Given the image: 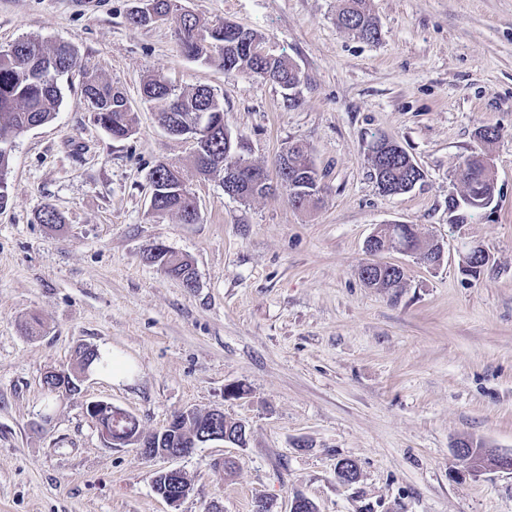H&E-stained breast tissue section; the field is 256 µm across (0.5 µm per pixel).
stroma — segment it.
Masks as SVG:
<instances>
[{"label": "stroma", "mask_w": 512, "mask_h": 512, "mask_svg": "<svg viewBox=\"0 0 512 512\" xmlns=\"http://www.w3.org/2000/svg\"><path fill=\"white\" fill-rule=\"evenodd\" d=\"M138 0H0V50L33 37L72 43L79 67L56 118L13 140L9 202L0 209V512H512V474L472 473L456 445L512 450V0H367L378 38L336 23L341 0H179L203 24L261 33L301 72L296 89L188 59L174 26L129 24ZM121 89L133 133L117 140L84 98L83 72ZM177 90L211 87L250 164L274 172L291 145L323 187L298 209L281 189L249 201L200 176L188 139L167 134L141 94L151 75ZM496 129L481 146L478 128ZM397 141L423 179L385 196L372 147ZM486 150L494 208L453 226L449 196L463 157ZM182 164L195 224L150 210L148 175ZM54 207L62 223L41 224ZM412 224L444 246L436 267L397 252L402 287L360 276L367 239ZM479 242L489 262L463 275ZM165 244L188 259L187 289L149 264ZM92 346L133 367L92 372L52 397L48 371ZM132 414L143 434L173 415L223 410L246 446L211 442L190 456L148 459L107 444L91 403ZM232 458V475L218 462ZM359 467L351 484L336 464ZM182 470L190 494L171 509L158 471Z\"/></svg>", "instance_id": "35a3bbf8"}]
</instances>
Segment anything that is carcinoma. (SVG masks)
I'll use <instances>...</instances> for the list:
<instances>
[{
    "instance_id": "1",
    "label": "carcinoma",
    "mask_w": 512,
    "mask_h": 512,
    "mask_svg": "<svg viewBox=\"0 0 512 512\" xmlns=\"http://www.w3.org/2000/svg\"><path fill=\"white\" fill-rule=\"evenodd\" d=\"M152 2L153 15L146 17L133 11L129 14V22L135 26H148L157 21H172L179 45L187 57L220 67L226 72L266 75L277 84L300 80L301 73L295 70L294 64L282 57L268 60L243 48L231 47V40L224 34V24L205 27L194 14L180 12L176 0ZM337 24L368 41L378 35L377 25L367 11L366 0H344ZM76 64L77 51L70 43L46 46L37 39L26 38L15 42L14 49L0 52V206L8 202L11 139L33 126L49 122L55 116L62 99L60 84ZM83 93L94 107L96 120L113 138L123 139L131 134V108L121 90L97 74L87 72ZM142 97L155 105L158 122L163 127L179 125L189 129L202 124L212 129L207 138L196 143V152L208 158V162L203 164L200 157H195L200 174H221L223 181L227 182L238 170L250 168L239 156L238 144L224 129V102L210 87L203 85L190 91L177 92L164 77L155 75L144 82ZM407 156L403 149L398 153L392 149L375 157L374 176L377 184L388 185L396 192L411 191V185L420 182L423 173L421 169L409 165ZM484 157V151H475L458 166L457 174L464 191L461 200L452 198L448 201V210L454 213V224L467 223L468 212L486 210L494 201L495 180L485 174L482 165ZM151 174L158 176L156 184L161 193L162 207L167 213L185 219L196 201L179 179L181 166H176L172 172L159 163ZM288 178L299 190L298 208H305L318 198L321 192L318 173L308 154L300 147L288 148ZM375 243L389 250L402 247L417 251L430 261H438L442 256V247L422 239L412 224L394 225L392 233L379 234ZM155 266L183 286L190 287L188 260L175 254L167 258L160 255ZM361 277L367 286L388 291L402 287L405 274L395 269L370 272L363 268ZM77 361L81 371L87 365L93 369L108 368L97 350L89 354L78 350ZM44 384L48 394L57 395L64 390L71 392L76 389L77 377L50 372L45 375ZM98 423L120 443L140 433L136 419L116 407L98 418ZM214 425L212 415L198 413L171 430L166 428L150 435V441L158 448H197L205 444V436Z\"/></svg>"
}]
</instances>
